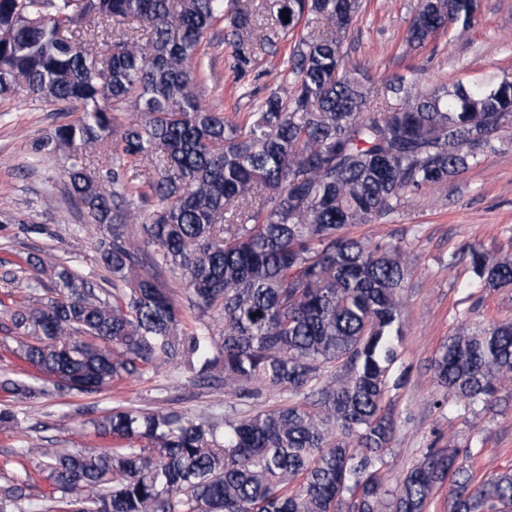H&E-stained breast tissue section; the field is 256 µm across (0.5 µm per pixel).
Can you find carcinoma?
I'll return each instance as SVG.
<instances>
[{"label": "carcinoma", "mask_w": 512, "mask_h": 512, "mask_svg": "<svg viewBox=\"0 0 512 512\" xmlns=\"http://www.w3.org/2000/svg\"><path fill=\"white\" fill-rule=\"evenodd\" d=\"M477 0H419L405 42L423 47L476 20ZM360 0H0V98L23 90L78 114L35 150L69 161V199L100 228L112 274L100 296L82 274L27 256V299L0 332L39 376L0 372V392L30 400L59 375L93 394L150 370L187 365L238 399L288 395L236 417L115 407L92 423L108 450L15 454L48 473L70 512H426L448 483V512H512V469L479 477L458 452L430 446L395 489L385 468L397 421L390 391L403 292L400 246L350 234L398 212L496 152L512 127V79L424 86L413 69L372 89L342 44ZM289 16L284 21L283 16ZM284 61L294 76L237 121L197 95L204 37L223 22L230 68L276 51L308 16ZM137 119L117 129L113 111ZM99 146L95 159L83 153ZM145 185V210L133 190ZM476 284L512 287V260L467 244ZM179 276L191 329L163 272ZM210 316L213 324L203 322ZM469 408L497 402L512 376V319L449 336L432 363ZM28 482L0 490L20 509Z\"/></svg>", "instance_id": "cac0c4a2"}]
</instances>
